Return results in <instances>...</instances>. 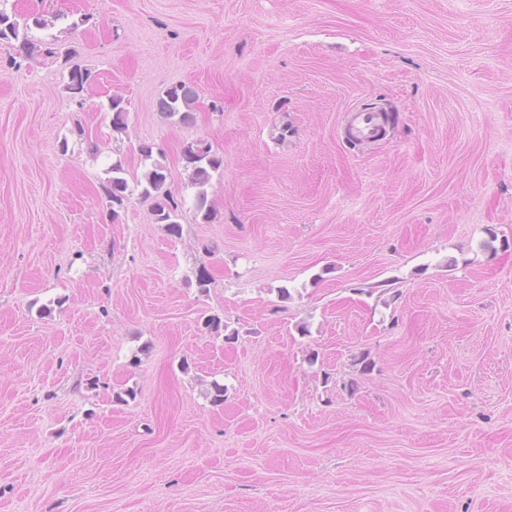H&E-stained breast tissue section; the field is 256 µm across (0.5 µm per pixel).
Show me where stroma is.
<instances>
[{
	"label": "stroma",
	"instance_id": "35a3bbf8",
	"mask_svg": "<svg viewBox=\"0 0 512 512\" xmlns=\"http://www.w3.org/2000/svg\"><path fill=\"white\" fill-rule=\"evenodd\" d=\"M8 7L91 78L0 43V512H512V0ZM143 142L180 235L105 194ZM196 99V91L189 85L179 84L167 89L159 100V109L167 116L182 112V118L188 116L191 105ZM384 108L354 107L346 111L344 134L348 143L361 144L379 138L389 123ZM184 160L191 167V183L199 188L195 196L196 214L208 222L213 218V209L208 204L207 196L202 189L212 178V173L220 170L223 161L211 154L210 146L195 142L187 145L183 152Z\"/></svg>",
	"mask_w": 512,
	"mask_h": 512
}]
</instances>
